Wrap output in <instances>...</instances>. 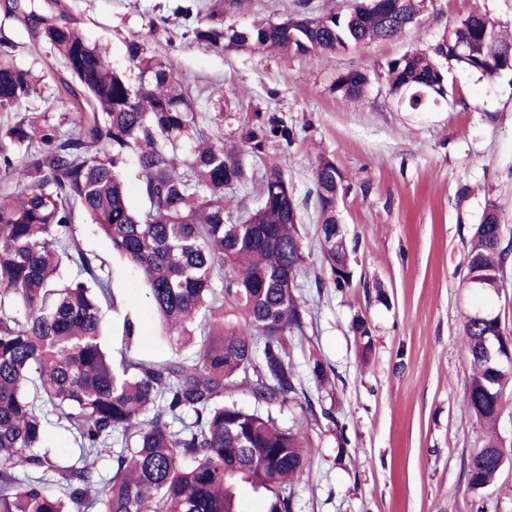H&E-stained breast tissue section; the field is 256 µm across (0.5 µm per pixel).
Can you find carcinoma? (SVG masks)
<instances>
[{"instance_id": "1", "label": "carcinoma", "mask_w": 512, "mask_h": 512, "mask_svg": "<svg viewBox=\"0 0 512 512\" xmlns=\"http://www.w3.org/2000/svg\"><path fill=\"white\" fill-rule=\"evenodd\" d=\"M241 0L177 5L184 19L209 12L211 24L185 35L215 50H268L318 57L398 38L426 0H363L346 13L316 12L311 0L273 21L224 24ZM39 0L13 3L38 40L50 46L74 79L66 93L82 104L67 132L23 120L0 126V512H237L242 484L270 493L268 512H294V482L308 457L297 428L278 424L275 409L312 408L287 359L290 337L303 333L296 295L307 243L283 167L261 175L257 204L229 222L226 193L247 181L244 157L259 158L275 138L289 140L271 113L241 128L238 141L204 136L201 113L169 61L132 42L126 71L82 34L60 4L47 20ZM489 76L512 70V39L487 15L452 23L428 49L387 62L389 92L412 110L444 99L448 83L438 60ZM367 74L351 71L337 87L361 100ZM32 72L0 40V112H13L34 92ZM135 157L143 206L126 190ZM321 254V288H347V245L336 233L343 174L321 157L313 170ZM82 215L138 273L162 332L178 346L198 336L195 357L153 361L126 356L119 365L102 344L104 314L116 309L109 278L77 245L72 224ZM495 212L485 215L468 248L463 283L499 291L509 248ZM354 332L371 350L370 327ZM471 368L467 406L487 427L504 408L512 360L488 361L486 350L512 349L498 316H465ZM249 392L251 409L225 399ZM66 422L76 448L59 459L45 447L48 416ZM112 458L109 476L97 467ZM508 451L491 439L466 464L469 489L491 486Z\"/></svg>"}]
</instances>
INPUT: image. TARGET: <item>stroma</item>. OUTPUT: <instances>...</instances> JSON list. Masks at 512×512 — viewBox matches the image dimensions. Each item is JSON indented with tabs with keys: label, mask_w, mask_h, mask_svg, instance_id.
<instances>
[{
	"label": "stroma",
	"mask_w": 512,
	"mask_h": 512,
	"mask_svg": "<svg viewBox=\"0 0 512 512\" xmlns=\"http://www.w3.org/2000/svg\"><path fill=\"white\" fill-rule=\"evenodd\" d=\"M85 37L126 65L131 41L169 58L186 80L205 130L236 137L256 113L281 117L291 142L273 141L265 165H282L309 249L297 295L306 310L304 337L290 347L292 365L317 412L285 407L284 427L300 428L311 462L295 485L296 512H471L464 464L486 432L466 406L469 363L466 314L489 309L512 334V257L497 294L482 297L462 277L468 244L488 210L512 240V71L487 78L452 65L455 97L425 112L397 104L387 60L434 45L449 23L479 10L512 36V0H434L399 38L320 57L218 51L184 38L197 18L171 17L180 0H61ZM170 16L158 27L160 16ZM39 80L25 109L0 112V123L28 117L69 130L78 118L57 86L68 73L30 26L0 7V36ZM368 71L363 100L338 89L339 78ZM333 159L344 176L338 217L346 236L352 285L320 287L327 264L317 245L313 167ZM73 234L102 263L117 302L102 338L119 353L124 319L139 329L133 351L171 356L136 274L113 254L95 225ZM365 319L371 350L362 353L352 324ZM320 359L334 384L327 394L309 362ZM331 417H324L323 409Z\"/></svg>",
	"instance_id": "1"
}]
</instances>
